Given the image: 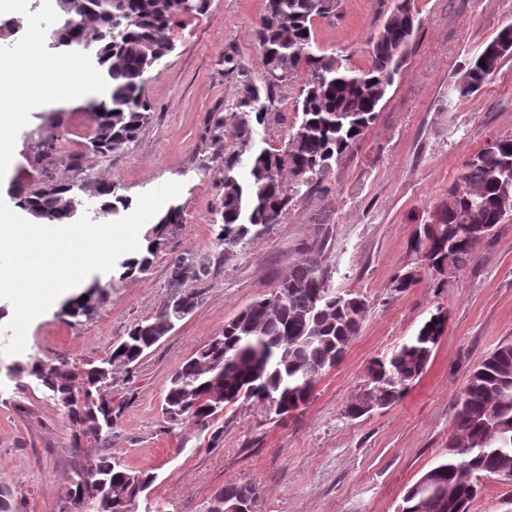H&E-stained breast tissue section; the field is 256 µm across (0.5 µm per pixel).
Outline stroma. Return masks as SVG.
Returning a JSON list of instances; mask_svg holds the SVG:
<instances>
[{"mask_svg":"<svg viewBox=\"0 0 512 512\" xmlns=\"http://www.w3.org/2000/svg\"><path fill=\"white\" fill-rule=\"evenodd\" d=\"M27 2L26 19L0 14V52H10L33 28L45 57L67 58L47 38L60 24L57 14H46L42 0ZM339 3L335 17L315 19V43L368 67L371 43L394 0ZM264 6L265 0H209L204 12L177 19L166 32L172 52L145 74L150 119L136 142L110 156L89 150L95 122L79 101L29 113L15 129V163L0 179L4 201L16 188L51 180L79 178L90 185L106 179L132 206L165 182L183 185L175 199L183 221L163 233L147 277H122L118 266L100 274L110 289L96 313L70 324L59 307L50 308L30 324L24 353H60L73 365L104 357L165 299L170 257L193 254L211 265L203 304L133 373L114 370L108 395L121 411L112 438L86 441L85 454L109 452L155 473L151 497L165 512H202L215 490L246 481L262 488L255 512H396L406 491L446 451L469 370L512 338V217L495 226L463 271L427 272L409 291L393 290L398 275L419 266L410 248L414 234L431 221L466 162L487 140L512 138V58L479 92L448 106V86L464 63L512 25V0H414L418 24L375 124L280 223L259 229L247 245L221 251L212 220L224 168L214 160L210 127L235 111L245 85L262 79L256 28ZM68 58L82 68L95 65L90 51ZM305 78L298 71L281 88L284 108L274 119L252 124L255 147L277 148L287 138ZM53 114L59 139L46 161L41 142ZM75 158L83 169L79 176L71 167ZM316 241L333 268L332 287L368 303L339 364L320 378L307 405L282 422H266L260 407L246 401L226 409L218 447L191 423L171 427L161 411L171 374L225 321L268 295L295 263L311 258ZM439 310L448 315L445 332L405 397L348 417L370 362L390 355ZM72 459L67 410L36 383L19 390L1 380L0 487L13 491L17 512H60Z\"/></svg>","mask_w":512,"mask_h":512,"instance_id":"obj_1","label":"stroma"}]
</instances>
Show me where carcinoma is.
Wrapping results in <instances>:
<instances>
[{"label":"carcinoma","instance_id":"1","mask_svg":"<svg viewBox=\"0 0 512 512\" xmlns=\"http://www.w3.org/2000/svg\"><path fill=\"white\" fill-rule=\"evenodd\" d=\"M195 11L207 0H79L87 19L80 33L61 25L53 32L63 48L93 49L99 75L110 88L109 101L92 99L98 143L92 150L103 156L133 143L150 117L144 93L147 70L168 50L164 32L184 15L186 4ZM338 0H267L257 36L265 76L263 87L248 85L239 111L216 123L214 141L224 142L231 127L236 142L222 152L224 192L215 209L216 245L246 244L251 228L277 224L292 204L319 184L334 164L376 122L381 103L399 75L406 49L416 28L413 0H397L372 43V62L365 69L332 51L313 46L316 17L336 14ZM116 27L119 42L104 36ZM512 56V40L499 34L462 67L448 86V109L479 92ZM485 65H479L480 60ZM307 79L295 101L296 121L288 140L277 149L256 148L250 118L262 123L279 111L277 89L298 70ZM481 187L484 196L473 219L470 191ZM70 183L48 182L34 191L15 194L17 206L54 224L71 223L80 202ZM99 210L114 214L128 208L111 182L96 183ZM512 202V138H499L476 153L465 165L459 183L422 225L411 247L424 261V270L444 275L463 270L489 230L503 222L500 202ZM183 222V209L170 206L157 217L146 254L128 258L122 276L146 274L157 251L162 229ZM167 299L147 319L129 327L105 357L66 369L67 359L16 360L7 371L16 387L32 377L56 404L67 409L74 430L75 460L66 477L64 512H84L82 494L88 482L105 485L96 512H138L140 491L155 475L136 470L112 454L84 455L81 441L106 442L112 437L120 407L106 395L112 386V368L132 370L158 337L170 333L168 298L176 297L194 312L203 302L211 267L196 256L179 254L169 261ZM332 268L319 259L303 260L290 269L269 295L256 300L224 323L172 375L163 402V414L172 425L191 422L210 431L216 445L223 429L214 428L224 409L240 401L258 405L278 423L306 405L315 384L336 367L367 313L366 300L331 286ZM107 286L93 282L88 298L67 303L62 316L73 323L90 318L106 296ZM447 323L438 311L422 322L416 333L390 356L375 358L367 368L369 396L380 408L398 403L423 374ZM454 428L459 438L448 443L443 458L429 471L427 482L415 483L406 493L401 512H468L477 497L480 475L495 477L512 470V341L500 343L469 372L456 409ZM260 488L252 482L229 483L207 498L203 512H235L244 501L255 500Z\"/></svg>","mask_w":512,"mask_h":512}]
</instances>
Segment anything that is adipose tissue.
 <instances>
[{"label":"adipose tissue","mask_w":512,"mask_h":512,"mask_svg":"<svg viewBox=\"0 0 512 512\" xmlns=\"http://www.w3.org/2000/svg\"><path fill=\"white\" fill-rule=\"evenodd\" d=\"M59 98L81 101L89 96L106 97L94 75L85 73L65 61H55ZM43 75L42 48L35 37L24 38L14 51L0 56V102L21 101L18 109L0 112V172L14 163L11 133L24 120L28 110L45 105L50 97Z\"/></svg>","instance_id":"ef3b65f1"}]
</instances>
